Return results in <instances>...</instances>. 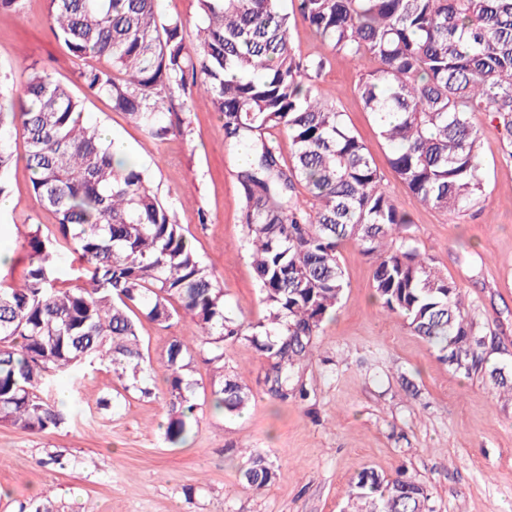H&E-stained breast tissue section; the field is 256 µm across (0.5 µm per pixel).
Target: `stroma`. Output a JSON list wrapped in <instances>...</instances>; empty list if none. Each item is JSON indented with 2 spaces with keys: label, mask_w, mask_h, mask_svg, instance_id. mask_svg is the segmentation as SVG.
Here are the masks:
<instances>
[{
  "label": "stroma",
  "mask_w": 512,
  "mask_h": 512,
  "mask_svg": "<svg viewBox=\"0 0 512 512\" xmlns=\"http://www.w3.org/2000/svg\"><path fill=\"white\" fill-rule=\"evenodd\" d=\"M48 9L49 0H22L19 11L0 12V73L19 81L24 67L36 65L80 90L78 66L55 40ZM291 35L301 56L326 58L318 91L342 112L383 190L408 214L402 236L461 289L490 363L512 373V162L502 157L498 131L473 115L483 133L484 196L478 208L449 217L417 201L391 169L390 149L356 92L363 65L333 56L301 21H293ZM168 108L184 118V131L160 144L105 96L88 95L84 116L126 144L130 161L173 206L214 269L227 309L257 320L265 309L242 246L240 158L225 145L220 115L205 95L188 101L174 93ZM13 150L11 206L0 212V245L11 249L12 262L0 280L19 283L27 269L24 232L32 224L54 232L57 218L35 201L23 142ZM338 259L347 288L303 367L307 401L274 403L258 383L264 361L225 345L226 362L252 390L249 405L227 415L201 404L198 424L171 448L161 429L162 378L146 396L125 390L104 364L58 377L54 394L71 407L64 427L32 435L0 423V512H20L45 496L54 512H341L352 480L366 469L387 479L403 469L421 479L435 512H512V401L483 374L455 373L402 316L375 301L373 263L356 244L343 243ZM198 333L187 317L139 326L143 349L156 361L173 339ZM252 454L281 472L259 491L242 486Z\"/></svg>",
  "instance_id": "obj_1"
}]
</instances>
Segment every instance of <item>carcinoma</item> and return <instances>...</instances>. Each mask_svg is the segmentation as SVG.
<instances>
[{"instance_id": "cac0c4a2", "label": "carcinoma", "mask_w": 512, "mask_h": 512, "mask_svg": "<svg viewBox=\"0 0 512 512\" xmlns=\"http://www.w3.org/2000/svg\"><path fill=\"white\" fill-rule=\"evenodd\" d=\"M282 0H198L197 44L183 22L163 19L157 0H50V28L80 62L87 91L163 141L184 120H164L166 94L209 97L224 142L247 156L237 172L241 224L265 306L243 323L226 313L224 291L200 259L172 206L144 171L117 167L102 130L84 121V103L34 65L20 83L0 84V197L9 193L12 140L21 137L39 206L58 218L57 234L29 231L22 283L0 284V422L28 434L56 430L69 408L49 397L52 378L96 362L138 383L153 370L139 317L166 324L180 315L200 330L193 349L179 338L166 353L165 441L180 445L197 422V364L210 372L216 408L239 414L252 392L226 368L224 344L266 363V395L304 400V363L340 303L346 281L337 252L352 241L374 262V296L464 376L484 372L512 396L502 368L488 365L485 337L466 313L461 289L400 235L407 214L381 187L364 144L338 108L314 94L323 57L291 45ZM298 12L331 51L372 67L356 86L391 148L389 163L420 202L450 216L477 207L484 191V113L512 159V0H299ZM122 77H116V74ZM291 142L285 161L269 130ZM304 185L316 201L303 210ZM67 250L76 288L63 287L57 258ZM280 470L251 455L245 487L260 490ZM427 484L401 474L360 472L343 512H433Z\"/></svg>"}]
</instances>
